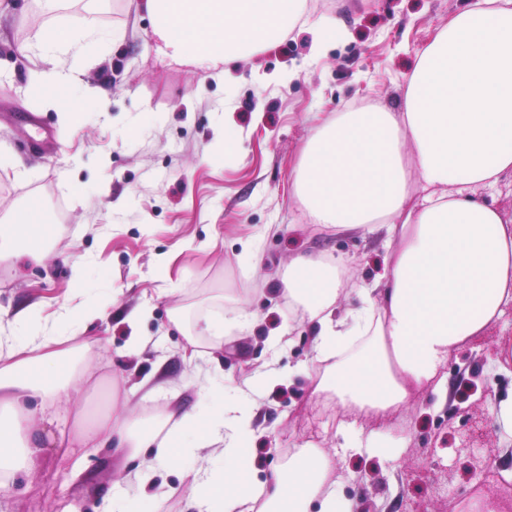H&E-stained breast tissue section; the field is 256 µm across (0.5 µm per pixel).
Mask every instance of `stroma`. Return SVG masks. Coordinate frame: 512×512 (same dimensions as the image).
<instances>
[{
  "label": "stroma",
  "mask_w": 512,
  "mask_h": 512,
  "mask_svg": "<svg viewBox=\"0 0 512 512\" xmlns=\"http://www.w3.org/2000/svg\"><path fill=\"white\" fill-rule=\"evenodd\" d=\"M473 0H307V16H332L338 28L321 53L298 24L266 51L242 62L237 81L159 60L151 20L126 0H66L59 20L119 32L114 47H89L73 60L70 92L79 123L44 107L28 81L36 0H0V226L13 224L35 194L63 205L66 221L46 225L42 251L0 259V326L9 312L36 306L55 319L75 292L71 267L84 256L88 287L111 304L104 319L67 326L73 344L92 342L80 361L91 371L80 405H44L53 422L35 467L0 494V512H111L112 489L127 469L107 452L71 446L86 413L151 411L168 403L218 414L216 387L232 389L268 362L288 370L313 355L312 329L297 324L292 343L271 355L266 339L285 325L273 290L289 261L320 251L355 258L352 279H369L387 251L381 238L347 236L310 223L294 194L295 168L315 126L363 104L401 111L418 56L449 15ZM37 113L53 140L24 125ZM24 178H17V170ZM261 240L250 267L246 241ZM243 296L261 320L221 340L205 338L203 356L184 361L185 337L170 324L173 307L198 322L223 318ZM149 313L139 323L129 314ZM148 338L128 351L130 336ZM407 402L354 417L333 394L313 397L305 375L263 389L248 458L259 475L289 451L312 443L334 458L353 512H512V455H506L489 398L512 393V300L476 340L454 350ZM334 423L318 426L319 416ZM375 432L388 445L345 452L342 423Z\"/></svg>",
  "instance_id": "obj_1"
}]
</instances>
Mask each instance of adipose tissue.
Wrapping results in <instances>:
<instances>
[{
    "mask_svg": "<svg viewBox=\"0 0 512 512\" xmlns=\"http://www.w3.org/2000/svg\"><path fill=\"white\" fill-rule=\"evenodd\" d=\"M153 20L156 55L232 84L243 56L273 46L304 15L306 0H128ZM104 30L74 20L40 26L39 66L29 80L45 107L68 119L79 101L59 94L76 80L66 57L111 42ZM512 171V0H476L453 13L418 56L404 107L363 106L316 127L303 150L295 193L312 223L340 234L383 233L388 256L373 282L357 281L359 304L338 300L347 263L340 257L293 259L279 295L312 325L313 358L297 365L318 374L315 393L333 390L343 408L380 413L404 404L430 382L448 355L481 335L512 297V225L475 196ZM56 325L36 307L15 312L0 336V491L27 464L24 438L47 423L32 401H71L82 378L73 374ZM221 419L176 413H127L90 426L95 448L133 463V496L113 497V512H150L156 478L197 460L183 488L186 512H352L332 457L308 444L266 477L245 457L257 403L222 395ZM215 449L236 462L229 472L202 465Z\"/></svg>",
    "mask_w": 512,
    "mask_h": 512,
    "instance_id": "obj_1",
    "label": "adipose tissue"
}]
</instances>
